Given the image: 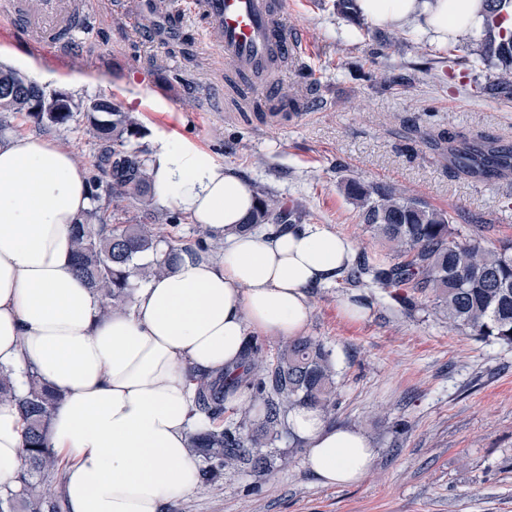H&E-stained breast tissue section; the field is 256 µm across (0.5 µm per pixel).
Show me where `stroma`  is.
I'll return each mask as SVG.
<instances>
[{"instance_id":"1","label":"stroma","mask_w":512,"mask_h":512,"mask_svg":"<svg viewBox=\"0 0 512 512\" xmlns=\"http://www.w3.org/2000/svg\"><path fill=\"white\" fill-rule=\"evenodd\" d=\"M177 0H85L79 46L64 57L26 39L0 0V44L40 58L76 112L49 128L89 167L95 140L81 104L105 96L143 126L139 146L173 136L278 197L293 224H323L356 256H385L343 185L357 179L400 188L448 211L462 235L492 246L512 238V175L482 181L455 175L445 148L425 133L478 132L512 144V99L475 95L494 71L463 63L415 32L338 14L335 0H289L288 21L306 53L285 65L273 92L295 97L293 117L264 123L227 102L224 67L203 50V20L175 13ZM358 304L351 318L343 301ZM306 336L332 354L333 426L355 429L375 450L365 477L324 486L291 438L270 453L285 467H243L212 487L172 501L166 512H512V348L450 327L432 299L408 311L392 289L335 283L309 292Z\"/></svg>"}]
</instances>
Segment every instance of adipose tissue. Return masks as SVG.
Returning <instances> with one entry per match:
<instances>
[{
    "label": "adipose tissue",
    "instance_id": "1",
    "mask_svg": "<svg viewBox=\"0 0 512 512\" xmlns=\"http://www.w3.org/2000/svg\"><path fill=\"white\" fill-rule=\"evenodd\" d=\"M354 10L440 46L485 20L482 0H354ZM151 170L159 202L222 234L224 252L179 250L173 272L106 316L71 261L72 226L92 207L84 169L51 138L0 139V368L20 385L34 369L64 397L48 441L66 462V512H162L192 492L193 376L240 367L248 334L300 336L309 290L334 284L354 256L322 224L240 231L251 186L190 144L160 140ZM288 423L322 484L360 482L373 463L359 431L326 426L306 407ZM23 442L18 407L0 403V487L15 485Z\"/></svg>",
    "mask_w": 512,
    "mask_h": 512
}]
</instances>
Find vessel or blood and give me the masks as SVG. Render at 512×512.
I'll list each match as a JSON object with an SVG mask.
<instances>
[{"mask_svg": "<svg viewBox=\"0 0 512 512\" xmlns=\"http://www.w3.org/2000/svg\"><path fill=\"white\" fill-rule=\"evenodd\" d=\"M8 6L28 39L56 54L69 50L50 34L71 24V0H41L35 10L28 0ZM181 9L203 18L206 47L249 93L271 88L282 66L303 51L302 36L288 29V0H183Z\"/></svg>", "mask_w": 512, "mask_h": 512, "instance_id": "vessel-or-blood-1", "label": "vessel or blood"}]
</instances>
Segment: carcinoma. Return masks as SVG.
Masks as SVG:
<instances>
[{
	"mask_svg": "<svg viewBox=\"0 0 512 512\" xmlns=\"http://www.w3.org/2000/svg\"><path fill=\"white\" fill-rule=\"evenodd\" d=\"M484 28L468 35L466 48L480 65L498 70L497 79L475 87V93L512 99V0H485ZM44 91L13 70H0V112L23 113L36 124H66L73 104L42 99ZM89 132L97 141L89 183L93 207L73 227L72 264L92 289L102 293L112 310L126 307L132 278L160 276L172 269L177 248L161 250L164 235L157 224H108L102 214L122 202L144 201L151 193L150 158L135 144L142 128L129 112L108 97L86 106ZM448 164L458 175L495 178L512 173V147L482 137L448 136ZM106 186V194L98 193ZM359 209L363 224L394 253V260L361 259L344 277L348 285L431 292L448 324L481 341L512 346V241L495 248L477 239H462L449 213L408 198L393 186L344 185ZM286 223L278 201L262 194L242 229ZM194 414L208 425L190 434L188 449L201 460L199 486L207 488L228 470L245 462L266 468L267 461L249 449L265 448L284 430L283 417L307 407L326 417L335 409L331 353L308 337L278 344L275 361L265 343L253 336L245 343V375L203 374L195 379ZM244 387L248 404L241 421L224 425L225 394ZM16 403L26 421V464L18 477L20 489L0 490V512H61L63 470L47 443L52 411L63 401L30 370L27 388L17 393L12 374L0 368V402Z\"/></svg>",
	"mask_w": 512,
	"mask_h": 512,
	"instance_id": "obj_1",
	"label": "carcinoma"
}]
</instances>
